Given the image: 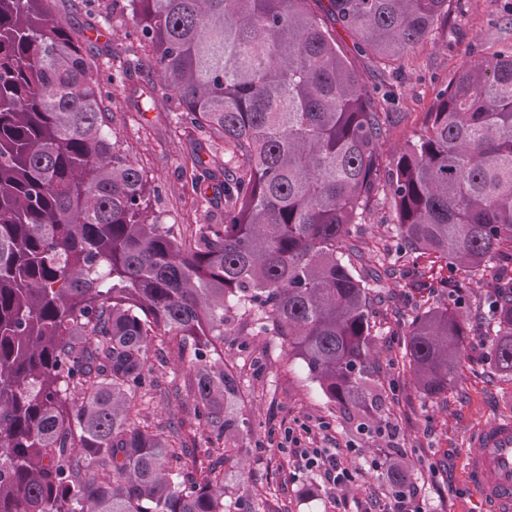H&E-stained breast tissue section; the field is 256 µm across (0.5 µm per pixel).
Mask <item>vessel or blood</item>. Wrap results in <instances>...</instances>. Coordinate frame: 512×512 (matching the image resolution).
I'll list each match as a JSON object with an SVG mask.
<instances>
[{
  "mask_svg": "<svg viewBox=\"0 0 512 512\" xmlns=\"http://www.w3.org/2000/svg\"><path fill=\"white\" fill-rule=\"evenodd\" d=\"M464 481L483 503V512H512V419L502 418L473 437Z\"/></svg>",
  "mask_w": 512,
  "mask_h": 512,
  "instance_id": "b4317fda",
  "label": "vessel or blood"
}]
</instances>
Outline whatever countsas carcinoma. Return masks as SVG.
Returning a JSON list of instances; mask_svg holds the SVG:
<instances>
[{"label": "carcinoma", "instance_id": "cac0c4a2", "mask_svg": "<svg viewBox=\"0 0 512 512\" xmlns=\"http://www.w3.org/2000/svg\"><path fill=\"white\" fill-rule=\"evenodd\" d=\"M50 0H0V512H227L224 470L184 464L173 433L141 426L149 345L189 349L209 444L240 429L237 376L218 348L233 312L280 336L357 428L375 295L345 262L352 226L390 206L402 251L479 269L512 257V52L440 90L384 172L387 98L336 41L384 67L448 19V0H127L131 36L174 93L177 124L211 145L197 192L224 167V223L161 222L153 187L112 138L86 40ZM465 283L429 286L402 359L428 396L461 368ZM489 360L512 377V282L489 298ZM387 483L409 485L391 461Z\"/></svg>", "mask_w": 512, "mask_h": 512}]
</instances>
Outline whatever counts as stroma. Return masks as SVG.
<instances>
[{
	"label": "stroma",
	"mask_w": 512,
	"mask_h": 512,
	"mask_svg": "<svg viewBox=\"0 0 512 512\" xmlns=\"http://www.w3.org/2000/svg\"><path fill=\"white\" fill-rule=\"evenodd\" d=\"M51 6L60 25L85 36L104 105L113 115L112 130L128 158L157 185L155 207L165 224L192 230L223 223L220 181L198 194L184 188L188 158L192 152H206L208 144L198 131L177 127L173 92L145 66L124 79L115 77L126 59L148 54L128 36L133 21L126 0H51ZM338 45L363 82L389 96V111L401 115L384 134L382 154L388 163L395 147L417 136L438 91L464 64L493 50H512V0H449L447 21L394 68H378L368 55L353 50L347 36H340ZM149 96L157 103L150 111L144 108ZM393 222L389 206H373L355 240L360 253L373 247L388 253L396 270L392 278L368 283L381 295L371 330L375 356L369 370L381 399L377 416L388 435L377 438L358 430L309 377L304 363L289 356L280 338L255 335L249 319L235 320L232 335L224 339V363L239 380L235 411L243 426L231 445L246 460L251 480L239 483L234 470L225 468L227 504L244 498L253 512H355L360 502L384 500L387 463L397 457L409 467L424 512H480L461 477L470 436L512 416V381L490 366L484 323L475 316L493 291L496 270L487 267L473 274L427 258L412 264L398 250ZM448 276L467 285L459 305L467 331L465 358L458 382L430 397L415 387L398 359L401 333L421 299L419 283ZM149 363L162 396L147 410V424L176 428L188 462H209L206 433L193 411V373L178 338L154 337ZM295 436L303 447L341 453L354 482L336 489L327 486L295 452Z\"/></svg>",
	"instance_id": "1"
}]
</instances>
